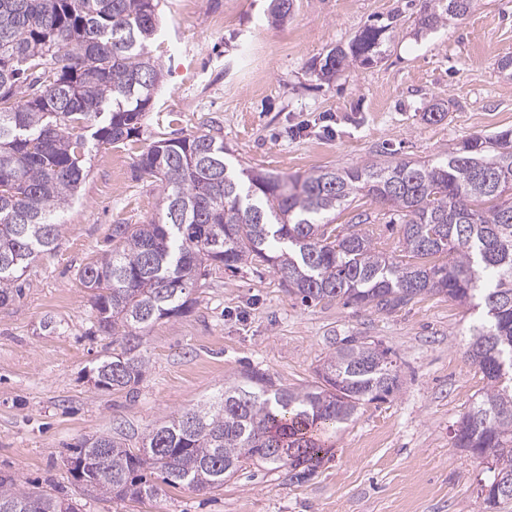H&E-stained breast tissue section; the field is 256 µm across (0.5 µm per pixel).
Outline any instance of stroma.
<instances>
[{"mask_svg":"<svg viewBox=\"0 0 512 512\" xmlns=\"http://www.w3.org/2000/svg\"><path fill=\"white\" fill-rule=\"evenodd\" d=\"M423 0H293L274 21L270 0H161L152 46L164 79L138 138L87 157L89 174L61 216V233L0 306V475L78 501L82 512H512L486 510L480 459L451 445L450 429L485 382L462 357L469 305L425 294L378 312L341 302L304 303L275 271L213 273L183 314L155 322L140 352L147 370L133 390L95 387L89 374L112 350L91 332L90 293L79 272L108 248L113 225L143 224L162 187L134 177L157 132L218 129L237 160L303 176L383 160H430L469 137L512 128V0H476L464 17L419 31ZM386 26L372 64L331 80L312 64L347 46L364 26ZM447 115L427 123L428 105ZM367 214L388 253L386 206L365 201L336 216ZM53 320L55 328L44 327ZM367 336L395 353L400 390L360 409L327 435L328 455L305 479L247 467L223 487L161 486L146 502L106 499L76 481L68 458L82 440L122 431L130 445L177 413L212 400L225 382L258 369L277 384H314L332 341Z\"/></svg>","mask_w":512,"mask_h":512,"instance_id":"obj_1","label":"stroma"}]
</instances>
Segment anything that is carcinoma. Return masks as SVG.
Here are the masks:
<instances>
[{
	"label": "carcinoma",
	"instance_id": "cac0c4a2",
	"mask_svg": "<svg viewBox=\"0 0 512 512\" xmlns=\"http://www.w3.org/2000/svg\"><path fill=\"white\" fill-rule=\"evenodd\" d=\"M428 0L420 28L467 15L474 0ZM387 30L367 25L319 67L329 78L350 60L374 61ZM158 0H0V305L55 244L60 216L88 176L91 148L139 134L162 73L151 45ZM209 129L157 135L137 156V175L161 184L156 215L112 225V249L79 278L90 291L95 331L116 348L95 366L97 386L137 385L147 363L140 332L190 307L215 269L268 266L303 302L340 301L389 311L440 294L481 309L463 357L486 380L453 431L452 447L491 452L478 482L487 507L512 500V130L474 136L435 160L384 161L288 178L226 162ZM388 204L401 221L400 255L374 233L335 223L358 198ZM318 381L286 389L259 370L215 400L153 427L138 448L115 436L78 445L74 478L105 498L151 500L148 470L174 488L224 486L248 463L294 477L328 453L321 436L400 389L392 352L345 336ZM0 512H78L46 490L0 477Z\"/></svg>",
	"mask_w": 512,
	"mask_h": 512
}]
</instances>
